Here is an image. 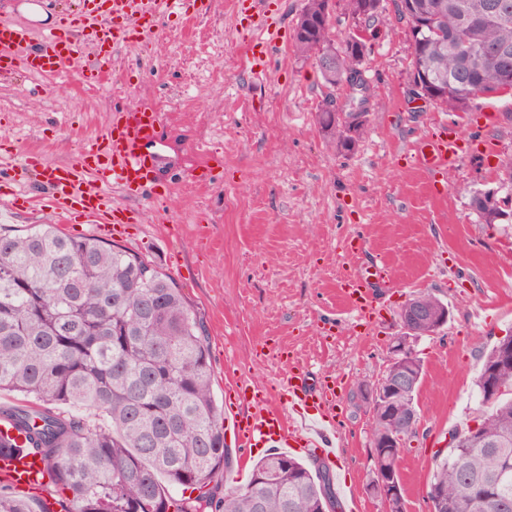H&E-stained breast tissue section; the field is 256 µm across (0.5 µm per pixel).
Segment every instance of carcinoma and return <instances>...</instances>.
Wrapping results in <instances>:
<instances>
[{
  "mask_svg": "<svg viewBox=\"0 0 512 512\" xmlns=\"http://www.w3.org/2000/svg\"><path fill=\"white\" fill-rule=\"evenodd\" d=\"M323 0H305L309 19L294 29L296 51L306 59L331 46L322 25ZM362 0H349L348 17L368 28L386 25L382 0L359 16ZM458 0H405L414 15L432 18V44L412 52L411 69L446 76L455 112L471 96L512 86V59L479 63L442 57L438 46L512 42L507 27L452 10ZM369 48L349 34L336 48V69L326 82L350 92L369 91L363 64ZM484 224H500L495 202L473 205ZM499 349L484 357L475 380L489 411L460 445L436 463L427 499L430 512H512V366L498 371L502 389L483 379ZM35 400L0 405V423L23 433L49 471L62 512H327L333 499L326 467L313 472L298 459L272 452L252 467L247 482L217 497L216 475L230 467L222 408L211 380L203 319L168 274L138 253L95 237L74 238L51 224L25 234H0V390ZM415 391L388 410L373 405L371 438L397 426L406 441L417 433ZM401 450L377 448L374 470L396 474ZM0 512H50L32 507L11 484L0 485Z\"/></svg>",
  "mask_w": 512,
  "mask_h": 512,
  "instance_id": "carcinoma-1",
  "label": "carcinoma"
}]
</instances>
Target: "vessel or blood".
<instances>
[{
	"instance_id": "1",
	"label": "vessel or blood",
	"mask_w": 512,
	"mask_h": 512,
	"mask_svg": "<svg viewBox=\"0 0 512 512\" xmlns=\"http://www.w3.org/2000/svg\"><path fill=\"white\" fill-rule=\"evenodd\" d=\"M237 7L245 29H263L269 41H276L279 22L266 0H238ZM186 11V0H95L78 13L60 18L38 38L27 25L0 21V75L19 69L52 78L66 74L87 51L86 43L73 37V30L93 26L99 38L97 56L89 70L103 76L113 50L134 36L145 42L153 40L165 18ZM160 142L156 112L117 108L103 132L73 161L51 167L41 155L22 150L7 168L19 183L34 174L42 176L49 188L47 204L62 223L80 216L99 237L109 239L122 225L139 222L140 214L114 203L108 185L128 193L153 185L162 160L155 150ZM457 149L456 139L428 138L417 145L416 157L427 170L437 172L447 168ZM392 274L389 260L382 258L365 271H348L340 281V291L360 323L379 316L371 290L374 284L391 280ZM339 387L335 376H316L298 365L290 366L273 397L252 382L238 380L232 388L234 408L225 421L242 455L260 448H311L321 461L335 463L345 457L342 435L311 427L307 420L315 415L334 417ZM0 436L12 445L10 452L0 456V480L25 491L43 492L49 477L41 458L28 451L24 435L5 427L0 429Z\"/></svg>"
}]
</instances>
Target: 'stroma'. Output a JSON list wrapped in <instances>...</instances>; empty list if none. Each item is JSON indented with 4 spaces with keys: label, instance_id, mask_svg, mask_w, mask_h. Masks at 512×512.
Masks as SVG:
<instances>
[{
    "label": "stroma",
    "instance_id": "1",
    "mask_svg": "<svg viewBox=\"0 0 512 512\" xmlns=\"http://www.w3.org/2000/svg\"><path fill=\"white\" fill-rule=\"evenodd\" d=\"M303 4L269 0L279 38L259 78L250 46L264 33L241 29L234 0H213L209 13L189 21L170 18L152 43L115 50L108 93L88 90L81 65L60 80L0 76V155L19 142L64 164L102 131L114 106L155 107L164 161L151 191L112 188L116 203L143 217L115 245L172 276L203 318L217 401L238 379L275 391L288 366L257 358L266 342L288 348L314 374L340 379L336 411L347 455L331 467L333 489L339 499L356 489L370 512L385 509L369 492L373 417L364 388L391 362L405 301L430 294L447 303V325L415 345L424 366L417 436L398 461L405 512H429L437 454L453 428L474 425L476 376L512 332V223H480L471 205L512 162V98L483 97L466 112L415 99L409 29L394 20L364 64L368 122L355 150L338 152L317 124L327 88L293 46ZM81 5L43 0L46 18L36 21L25 0H0V18L40 30ZM437 135L460 137V150L431 176L412 147ZM203 153L221 163L206 188L188 177ZM436 180L439 195L431 190ZM160 206L169 217L163 224L155 220ZM357 232L364 247L346 255L342 243ZM383 256L395 281L374 291L380 317L358 324L336 284L344 271Z\"/></svg>",
    "mask_w": 512,
    "mask_h": 512
}]
</instances>
